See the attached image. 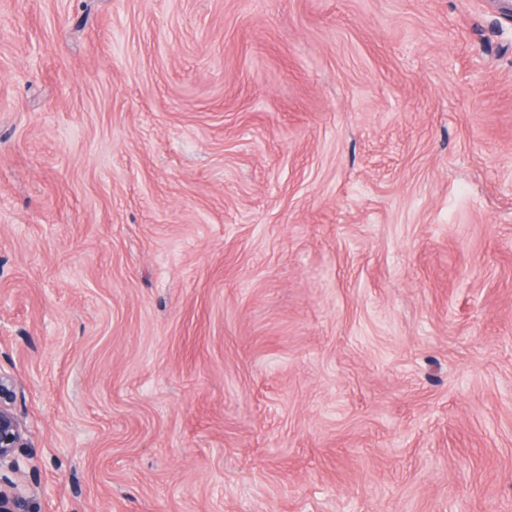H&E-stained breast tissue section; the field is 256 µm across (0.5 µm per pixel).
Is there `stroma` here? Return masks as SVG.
I'll use <instances>...</instances> for the list:
<instances>
[{
	"label": "stroma",
	"mask_w": 512,
	"mask_h": 512,
	"mask_svg": "<svg viewBox=\"0 0 512 512\" xmlns=\"http://www.w3.org/2000/svg\"><path fill=\"white\" fill-rule=\"evenodd\" d=\"M0 371L29 512H512V0H0Z\"/></svg>",
	"instance_id": "obj_1"
}]
</instances>
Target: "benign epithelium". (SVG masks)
<instances>
[{"label": "benign epithelium", "instance_id": "7a95c632", "mask_svg": "<svg viewBox=\"0 0 512 512\" xmlns=\"http://www.w3.org/2000/svg\"><path fill=\"white\" fill-rule=\"evenodd\" d=\"M16 397L14 378L0 371V512H22L26 497L23 487L13 480L31 460L20 453L25 447L24 431L12 411Z\"/></svg>", "mask_w": 512, "mask_h": 512}]
</instances>
